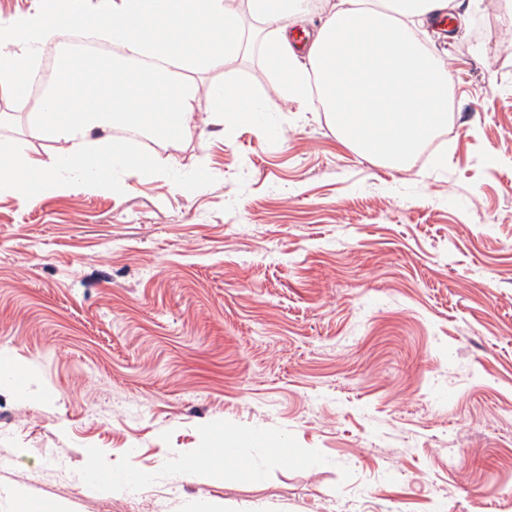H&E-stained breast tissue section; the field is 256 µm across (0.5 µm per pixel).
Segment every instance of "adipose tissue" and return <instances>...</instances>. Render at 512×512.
<instances>
[{"mask_svg": "<svg viewBox=\"0 0 512 512\" xmlns=\"http://www.w3.org/2000/svg\"><path fill=\"white\" fill-rule=\"evenodd\" d=\"M263 39L276 41L284 84L281 98L304 101L318 94L326 117L339 139L355 152L379 163L410 170L414 160L444 122L452 79L445 60L425 47L416 34L418 18L455 9L454 0H384L383 10L367 0H332L325 22L298 57L288 28L303 23L308 0H249ZM96 31L128 51L130 59L159 58L165 65L151 70L113 73L111 63L91 57H63L61 80L43 101L35 126L39 134L59 143L61 150L42 160L16 146L8 161H0V194L27 204L36 196L64 193L77 184L110 187L114 169L140 179L156 176L126 152L109 133L117 126L176 142L191 121L198 94L211 101L213 122L230 121L227 103L252 116L260 106L238 83L213 82L199 86L178 82L175 69L200 72L221 68L237 59L246 41L240 14L232 0H112L100 6ZM178 29L163 39L158 28ZM56 31L43 11L0 27V46H9L0 65V85L11 84L27 68L35 52L54 41ZM42 174L38 184L25 179L28 171ZM244 438L224 435L207 447L192 449L183 467L197 481L224 478L226 465L235 463Z\"/></svg>", "mask_w": 512, "mask_h": 512, "instance_id": "obj_1", "label": "adipose tissue"}]
</instances>
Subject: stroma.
<instances>
[{
  "mask_svg": "<svg viewBox=\"0 0 512 512\" xmlns=\"http://www.w3.org/2000/svg\"><path fill=\"white\" fill-rule=\"evenodd\" d=\"M446 134L411 170L347 148L318 100H277L21 204L0 196V512H512V20L461 6ZM259 40L198 85L282 78ZM0 87V158L60 150ZM193 191H185V184ZM263 433L225 478L177 463ZM302 461L270 464L272 449ZM147 483L103 492L95 466Z\"/></svg>",
  "mask_w": 512,
  "mask_h": 512,
  "instance_id": "35a3bbf8",
  "label": "stroma"
}]
</instances>
